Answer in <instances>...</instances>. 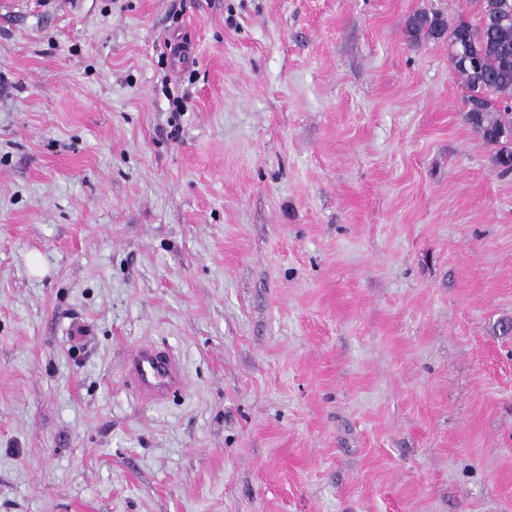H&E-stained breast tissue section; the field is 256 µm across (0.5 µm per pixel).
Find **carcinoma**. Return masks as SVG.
<instances>
[{"label":"carcinoma","instance_id":"cac0c4a2","mask_svg":"<svg viewBox=\"0 0 512 512\" xmlns=\"http://www.w3.org/2000/svg\"><path fill=\"white\" fill-rule=\"evenodd\" d=\"M479 22L461 21L453 29L450 50L455 69L469 90L467 120L475 132L498 146L495 162L512 170V0H478ZM439 15L419 12L411 33L442 35Z\"/></svg>","mask_w":512,"mask_h":512}]
</instances>
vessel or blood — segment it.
<instances>
[{
	"label": "vessel or blood",
	"mask_w": 512,
	"mask_h": 512,
	"mask_svg": "<svg viewBox=\"0 0 512 512\" xmlns=\"http://www.w3.org/2000/svg\"><path fill=\"white\" fill-rule=\"evenodd\" d=\"M126 372L140 395L152 402L165 399L184 384L183 371L176 358L148 344L139 345L128 353Z\"/></svg>",
	"instance_id": "1"
}]
</instances>
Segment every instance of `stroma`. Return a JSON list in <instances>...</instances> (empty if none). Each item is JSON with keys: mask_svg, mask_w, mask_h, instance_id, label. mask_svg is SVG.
<instances>
[{"mask_svg": "<svg viewBox=\"0 0 512 512\" xmlns=\"http://www.w3.org/2000/svg\"><path fill=\"white\" fill-rule=\"evenodd\" d=\"M420 11L0 8V512H512V172ZM415 15L416 16L411 20V33L418 35L422 31H425V33L431 37H440L442 35L444 25L439 15L434 14L429 16L426 12H419ZM126 372L147 401H161L184 385L183 371L176 358L148 344L139 345L128 353Z\"/></svg>", "mask_w": 512, "mask_h": 512, "instance_id": "obj_1", "label": "stroma"}]
</instances>
